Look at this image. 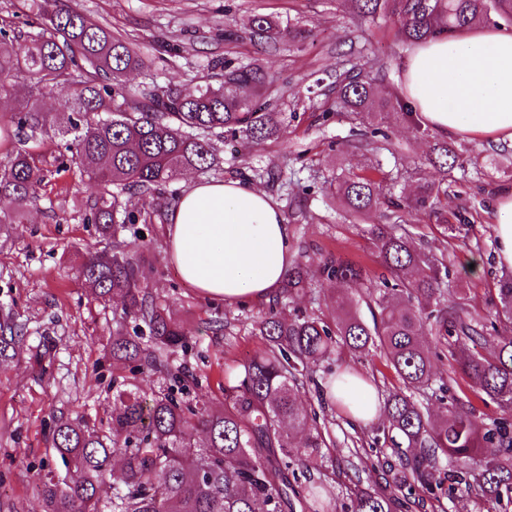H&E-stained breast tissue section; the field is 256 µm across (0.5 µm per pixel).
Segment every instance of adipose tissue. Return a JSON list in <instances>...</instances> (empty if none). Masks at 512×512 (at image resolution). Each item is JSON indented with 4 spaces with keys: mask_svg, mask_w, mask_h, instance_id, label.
I'll return each instance as SVG.
<instances>
[{
    "mask_svg": "<svg viewBox=\"0 0 512 512\" xmlns=\"http://www.w3.org/2000/svg\"><path fill=\"white\" fill-rule=\"evenodd\" d=\"M400 88L438 134L512 144V29L470 30L414 45ZM493 218L497 261L512 268V190L498 194ZM168 221L170 258L185 286L225 305L269 301L294 264L290 229L277 205L247 181L192 183ZM326 395L350 404L360 423L382 409L364 380Z\"/></svg>",
    "mask_w": 512,
    "mask_h": 512,
    "instance_id": "obj_1",
    "label": "adipose tissue"
}]
</instances>
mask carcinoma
<instances>
[{
	"mask_svg": "<svg viewBox=\"0 0 512 512\" xmlns=\"http://www.w3.org/2000/svg\"><path fill=\"white\" fill-rule=\"evenodd\" d=\"M363 17L380 11L395 19L398 34L416 44L438 34L453 37L496 15L512 24V0H352ZM42 26L23 39L0 26V74L16 80L0 83V97L17 101L11 123L17 133L30 131L63 142L69 163L97 185L85 204L87 222L113 251H94L80 274L97 299L119 296L123 316L112 331V356L138 369L163 367L158 353L185 343L179 325L145 289L153 268L120 250L128 225L152 223L150 198L185 170L209 171L216 158L211 136L244 138L261 144L277 140L284 127L271 103L256 100L268 80L258 64L233 67L214 61L219 85L195 94L155 86L130 90L121 77L145 65L126 39L64 3L43 0ZM258 40H274L278 31L264 15L251 19ZM73 84L72 116L64 123L49 117L35 98L58 85ZM372 70L352 67L336 76V102L347 112H366L375 96ZM438 178L419 185L404 207L419 210L439 202L448 182L445 143L434 148ZM42 169L29 152H18L0 169V199L15 204L0 224H19L38 198ZM337 193L355 214L382 204L380 184L350 175ZM402 223L371 227L381 265L390 278L369 291L375 309L367 323L348 296L336 297L337 320L329 325L303 315H288L282 298L308 287L301 267L288 272L283 293L272 300L257 324L267 350L224 373V410L210 413L173 393L151 397L121 391L105 431L60 422L52 432L53 449L66 475L46 478L36 512H100V491L112 458L123 463L120 485L113 487L112 512H333L315 488L299 478L288 480L291 463L318 466L319 449L327 447L316 412L297 402V393L312 365L329 357L342 343L362 352L377 346L402 384L384 407L383 437L394 448H416L413 483L407 494L376 493L357 488L351 512H400L419 507L429 494L440 500L430 481L441 461L450 464L483 458L471 474L483 497L512 499V430L499 423L478 424L475 408L459 399L445 405L446 417L431 420L429 409L412 397L430 388L436 375L425 336L448 350L462 376L489 399L512 407V336L495 338L497 325L512 327V279L500 281L494 320L466 312L463 297L447 304L442 285L448 278L444 258L412 248ZM321 279L352 287L364 279L362 267L329 257L321 262ZM154 350L142 347L144 335ZM299 430L305 442L294 445L283 424ZM206 442H198V435Z\"/></svg>",
	"mask_w": 512,
	"mask_h": 512,
	"instance_id": "obj_1",
	"label": "carcinoma"
}]
</instances>
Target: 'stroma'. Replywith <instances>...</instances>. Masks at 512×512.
<instances>
[{
  "mask_svg": "<svg viewBox=\"0 0 512 512\" xmlns=\"http://www.w3.org/2000/svg\"><path fill=\"white\" fill-rule=\"evenodd\" d=\"M73 7L137 44L145 67L126 74L132 89L171 84L193 93L212 83V63H260L270 74L259 97L276 104L286 123L282 139L253 145L213 138L215 170L190 171L164 187L153 206L160 216L129 232L127 250L154 268L146 286L164 300L188 343L167 359V369L135 370L112 358V329L121 313L117 299L94 300L79 274L88 252L106 243L84 219L83 203L94 182L64 170L63 147L43 137L35 142L44 170L40 199L22 223L0 224V512H34L38 485L46 474L63 478L66 468L52 448L51 427L63 419L101 427L112 417L114 395L127 390L149 395L174 389L183 398L224 407V369L265 351L254 324L267 303L233 306L207 300L180 281L167 251V221L178 196L193 181L249 179L277 204L292 234L295 262L309 288L290 302L292 309L326 323L337 312L333 293L319 283L322 259L334 256L378 276L381 267L371 244V225L381 211L353 214L335 192L352 174L383 183L386 200L413 196L435 172L427 160L439 135L401 111L361 118L340 111L332 76L359 61L379 59L376 95H401L402 65L410 51L385 12L361 19L351 0H71ZM257 14L271 17L281 35L276 45L255 39L249 29ZM302 30L300 39L288 32ZM459 165L448 178V196L438 213L412 211L403 220L420 252L444 256L450 276L447 299L465 294L468 311L489 317L502 279L512 269L496 263L493 210L500 189L512 188V145L478 138L449 142ZM452 224L469 225L468 235L449 238ZM479 270H471L473 259ZM436 381L452 398L471 401L484 427L512 425V409L480 399L447 357L434 361ZM348 369L363 375L382 397L400 383L378 349L355 352L337 346L314 366L299 392L315 409L329 436L318 467L309 476L330 502L348 504L354 486L398 484L407 476L402 457L413 449L380 444L382 420L354 424L331 405L322 390L330 373ZM443 485L440 501L424 512H512V503L482 497L452 468L433 474Z\"/></svg>",
  "mask_w": 512,
  "mask_h": 512,
  "instance_id": "1",
  "label": "stroma"
}]
</instances>
